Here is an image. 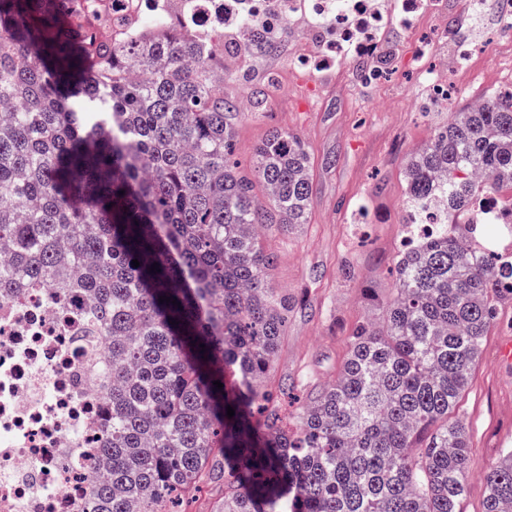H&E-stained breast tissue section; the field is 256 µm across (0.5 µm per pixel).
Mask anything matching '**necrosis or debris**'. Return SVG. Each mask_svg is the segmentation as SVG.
Instances as JSON below:
<instances>
[{"mask_svg": "<svg viewBox=\"0 0 512 512\" xmlns=\"http://www.w3.org/2000/svg\"><path fill=\"white\" fill-rule=\"evenodd\" d=\"M124 39H149L140 16L164 15L170 0H98ZM321 19L324 32L311 67L346 54L372 55L386 22L382 0H193L181 16L191 36L221 30L239 45L249 37L242 14L280 27L300 12ZM85 293L16 288L0 299V512H85L102 463L109 388L102 374L107 340L94 336Z\"/></svg>", "mask_w": 512, "mask_h": 512, "instance_id": "1", "label": "necrosis or debris"}]
</instances>
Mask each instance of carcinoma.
<instances>
[{"label":"carcinoma","mask_w":512,"mask_h":512,"mask_svg":"<svg viewBox=\"0 0 512 512\" xmlns=\"http://www.w3.org/2000/svg\"><path fill=\"white\" fill-rule=\"evenodd\" d=\"M96 8L0 0V289L79 288L111 343L109 466L87 512H176L217 480L220 512H460L471 448L455 411L512 297V254L494 249L512 223L461 221L512 188V91L451 113L408 157L409 224L437 197L447 214L399 252L381 315L293 423L265 385L288 301L258 236L307 223L306 146L273 131L239 172L224 36L176 20L114 43ZM245 22L252 54L277 51ZM484 483L485 512H512V448Z\"/></svg>","instance_id":"1"}]
</instances>
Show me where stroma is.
Returning a JSON list of instances; mask_svg holds the SVG:
<instances>
[{"mask_svg": "<svg viewBox=\"0 0 512 512\" xmlns=\"http://www.w3.org/2000/svg\"><path fill=\"white\" fill-rule=\"evenodd\" d=\"M501 0H434L412 20L393 14L383 47L390 74L365 79L348 61L305 68L297 61L316 28L311 15L282 31L277 52L224 57V97L265 106L246 111L233 129V159L250 170L271 131L297 134L312 157L313 198L308 222L288 232L274 227L260 243L271 254L273 287L291 310L271 387L286 384L283 404L296 412L335 380L353 331L378 311L391 286L390 269L406 229L410 153L428 145L449 112L512 87V31L499 24ZM491 54L473 51L478 39ZM460 61L443 72L442 61ZM447 80L454 93L438 104L432 86ZM372 287L367 298L364 287ZM512 300L502 301L460 401L472 448L461 512H485L484 473L512 448Z\"/></svg>", "mask_w": 512, "mask_h": 512, "instance_id": "stroma-1", "label": "stroma"}]
</instances>
